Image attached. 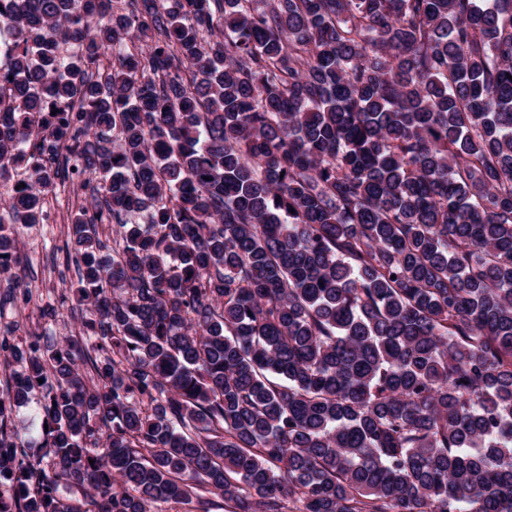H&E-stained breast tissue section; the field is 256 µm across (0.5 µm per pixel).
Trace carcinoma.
Masks as SVG:
<instances>
[{
	"instance_id": "carcinoma-1",
	"label": "carcinoma",
	"mask_w": 512,
	"mask_h": 512,
	"mask_svg": "<svg viewBox=\"0 0 512 512\" xmlns=\"http://www.w3.org/2000/svg\"><path fill=\"white\" fill-rule=\"evenodd\" d=\"M74 2L0 0V307L91 191L0 512H512V0Z\"/></svg>"
}]
</instances>
